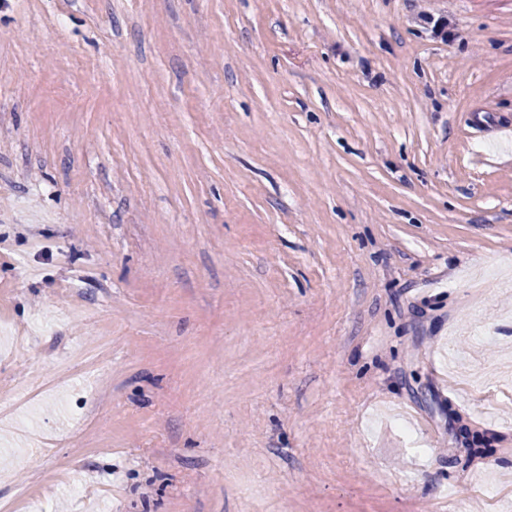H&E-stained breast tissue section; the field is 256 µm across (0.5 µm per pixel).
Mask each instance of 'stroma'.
<instances>
[{
    "mask_svg": "<svg viewBox=\"0 0 512 512\" xmlns=\"http://www.w3.org/2000/svg\"><path fill=\"white\" fill-rule=\"evenodd\" d=\"M506 359L512 0L0 8V512H505Z\"/></svg>",
    "mask_w": 512,
    "mask_h": 512,
    "instance_id": "stroma-1",
    "label": "stroma"
}]
</instances>
